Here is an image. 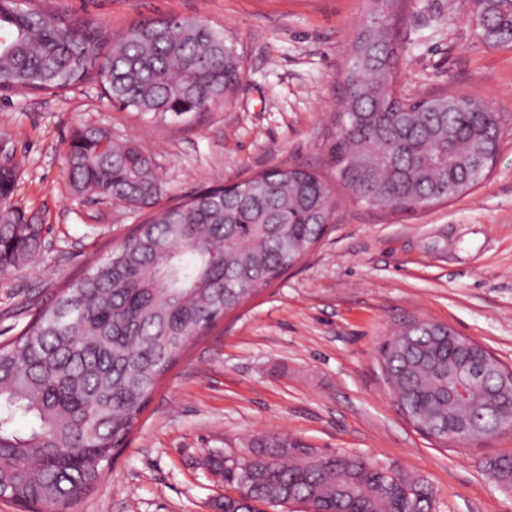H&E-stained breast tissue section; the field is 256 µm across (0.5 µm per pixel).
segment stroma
Here are the masks:
<instances>
[{
    "instance_id": "stroma-1",
    "label": "stroma",
    "mask_w": 512,
    "mask_h": 512,
    "mask_svg": "<svg viewBox=\"0 0 512 512\" xmlns=\"http://www.w3.org/2000/svg\"><path fill=\"white\" fill-rule=\"evenodd\" d=\"M44 11L117 33L168 14L223 28L244 52L232 97L178 119L114 107L99 85L0 96V157L20 165L15 205L36 213L44 260L0 279V343L23 328L141 221L118 200L76 196L66 149L79 125L133 140L154 159L163 195L232 184L273 167L329 174L324 132L366 0H35ZM473 0H407L396 27L398 90L455 92L503 119L487 179L455 200L376 210L336 191L335 220L315 248L221 319L161 380L125 448L74 512H217L229 493L212 455L251 453L260 434L320 452L368 457L424 480L432 512H512V488L489 459L512 432L480 447H442L401 415L378 348L403 324L448 325L512 367V48H492Z\"/></svg>"
}]
</instances>
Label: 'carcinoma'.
<instances>
[{
	"mask_svg": "<svg viewBox=\"0 0 512 512\" xmlns=\"http://www.w3.org/2000/svg\"><path fill=\"white\" fill-rule=\"evenodd\" d=\"M340 84V108L325 130L336 183L375 209L447 202L481 184L499 150L498 112L469 96L410 101L397 90L400 46L393 17L401 0H371ZM489 46L512 45V0H480L474 15ZM243 53L223 29L194 17H158L112 37L78 19L20 10L0 0V93L64 91L90 80L124 110L164 118L206 112L243 77ZM72 190L150 210L90 272L68 282L14 341L0 346V495L18 505L76 503L126 444L160 378L224 313L278 280L334 218L332 188L317 171L272 168L226 190L203 188L159 206L151 155L134 141L79 126L67 148ZM19 168H0V271L43 255V227L11 205ZM488 391L448 399V376L476 364L448 341L444 324L410 321L379 347L382 376L401 413L445 443L463 421L494 437L512 416V377L488 351ZM31 420L22 433L18 416ZM246 465L210 456L207 467L240 498L219 512L310 504L315 512H431L421 481H394L367 458L315 453L293 440L254 439ZM512 485V456L489 462Z\"/></svg>",
	"mask_w": 512,
	"mask_h": 512,
	"instance_id": "cac0c4a2",
	"label": "carcinoma"
}]
</instances>
